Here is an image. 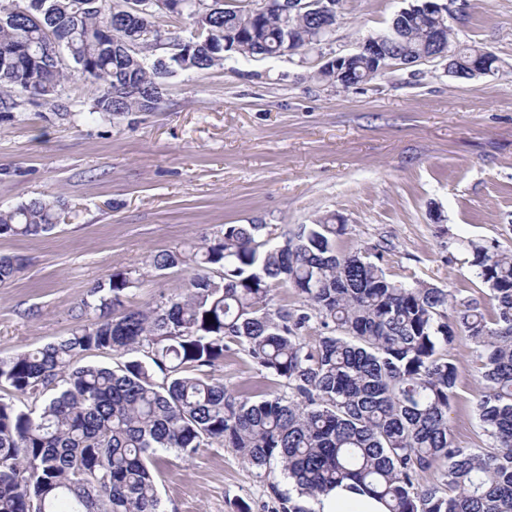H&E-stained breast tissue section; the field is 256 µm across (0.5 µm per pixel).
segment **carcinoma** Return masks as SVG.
I'll return each instance as SVG.
<instances>
[{"label": "carcinoma", "mask_w": 512, "mask_h": 512, "mask_svg": "<svg viewBox=\"0 0 512 512\" xmlns=\"http://www.w3.org/2000/svg\"><path fill=\"white\" fill-rule=\"evenodd\" d=\"M124 2L0 0V112L58 98L75 69L104 82L89 117L110 121L156 108L169 72L222 65L226 39L231 51L264 58L290 37L302 52L332 36L321 14L256 16L230 11L224 0H180L178 15L209 29L211 43L188 47L176 38L174 53L151 63L142 24L173 9L156 3L142 21H126ZM439 28L440 48L431 41ZM52 34L66 44L56 65L36 52ZM378 38L396 40L393 49L405 56L428 59L443 49L464 64L460 77L471 76L473 62L500 69L493 51L460 40L448 19L413 3ZM351 71L355 84L373 80L363 56ZM63 206L34 198L0 210V236L49 234ZM343 232L334 213L296 225L276 244L265 224H226L208 245L150 256L156 271L194 268L181 293L128 306L136 279L113 272L93 288L68 335L0 357V512H162L156 451L191 457L215 443L257 468L280 465L297 494L270 485L282 512H309L301 498L344 481L388 512H512V249L462 243L489 290L488 318L474 299L406 286L369 254L338 251ZM22 265L1 255L0 284ZM281 284L298 291L301 307L271 304ZM313 321L324 333L309 345L303 332ZM457 331L476 345L485 448L458 447L448 426L458 373L448 346ZM234 346L276 387L255 399L214 378ZM89 351H144L147 360L77 364ZM14 394L33 407L18 408ZM431 470L439 483L421 485Z\"/></svg>", "instance_id": "cac0c4a2"}]
</instances>
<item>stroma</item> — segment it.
<instances>
[{
	"label": "stroma",
	"instance_id": "35a3bbf8",
	"mask_svg": "<svg viewBox=\"0 0 512 512\" xmlns=\"http://www.w3.org/2000/svg\"><path fill=\"white\" fill-rule=\"evenodd\" d=\"M411 2L342 0L329 52H356ZM448 24L494 51L499 73L459 78L434 59L344 90L315 79V49L302 59L228 52L221 66L164 78L150 112L87 119L102 85L75 72L57 103L0 113V209L33 198L66 206L52 234L0 237V254L23 260L0 284V356L68 335L113 271L138 273L128 293L135 307L180 292L192 269L154 271V253L204 245L227 224L280 234L329 212L344 220L339 251L383 245L388 278L488 304L459 243L512 248V0H465ZM449 353L459 368L455 442L487 447L474 413L475 344L457 334ZM214 375L254 396L272 386L239 350ZM157 457L163 512H278L269 486L289 488L279 466L254 467L220 445L189 460Z\"/></svg>",
	"mask_w": 512,
	"mask_h": 512
}]
</instances>
